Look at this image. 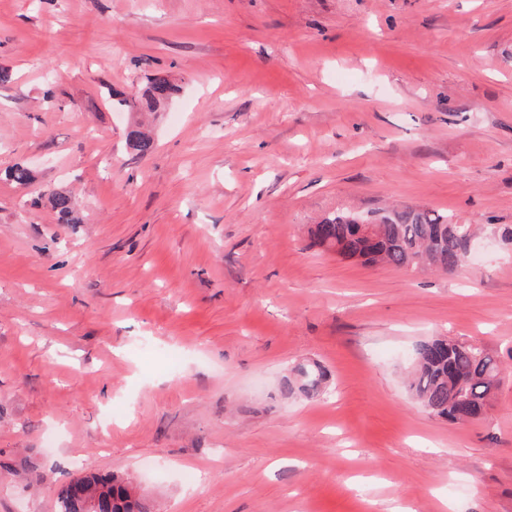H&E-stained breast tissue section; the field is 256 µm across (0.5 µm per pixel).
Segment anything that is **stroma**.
Instances as JSON below:
<instances>
[{
	"mask_svg": "<svg viewBox=\"0 0 512 512\" xmlns=\"http://www.w3.org/2000/svg\"><path fill=\"white\" fill-rule=\"evenodd\" d=\"M0 67V512L89 471L151 512H512V0H0ZM392 205L481 225L471 262L310 242ZM436 336L502 362L484 418L410 395ZM145 90L135 99L140 107L157 111L176 93V86L164 75L153 74L147 78ZM49 202L62 224H77L76 209L72 196L65 191H54L50 194ZM327 385V375L316 364L302 363L294 369V380L288 381V392L296 387L298 391L308 396L321 394Z\"/></svg>",
	"mask_w": 512,
	"mask_h": 512,
	"instance_id": "obj_1",
	"label": "stroma"
}]
</instances>
